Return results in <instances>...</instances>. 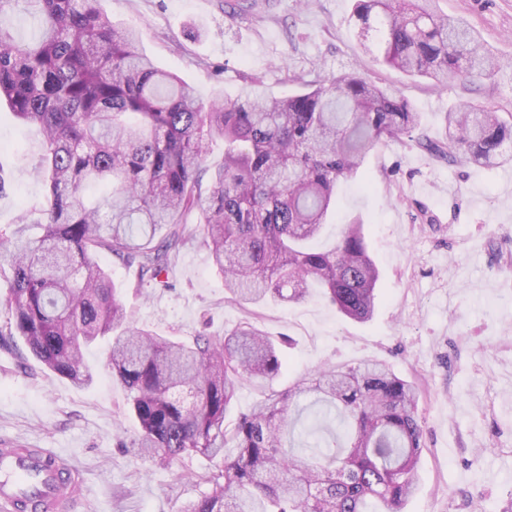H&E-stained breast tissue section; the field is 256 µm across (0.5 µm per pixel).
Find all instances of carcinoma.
Here are the masks:
<instances>
[{
    "mask_svg": "<svg viewBox=\"0 0 512 512\" xmlns=\"http://www.w3.org/2000/svg\"><path fill=\"white\" fill-rule=\"evenodd\" d=\"M14 2L0 0V99L41 128L45 203L0 245L10 281L0 337H22L78 387L93 380L84 352L110 337L106 366L141 428L120 447L213 463L208 491L181 512H404L425 448L413 382L375 359L327 367L228 425L237 384L279 374V344L249 321L190 342L137 327L96 254L136 268L141 286L163 285L199 233L231 300L299 303L319 288L342 315L367 321L379 271L365 225L346 224L333 248L316 247L338 182L369 150L404 136L450 163L500 165L512 161V125L465 103L433 141L398 91L350 73L286 97L252 82L205 105L102 0H27L28 39L1 20ZM354 17L377 35L375 61L407 75L446 87L503 71L467 21L438 13L434 0H356ZM212 138L224 139L214 169L205 164ZM303 397L340 418L346 438L321 424L325 451L286 447Z\"/></svg>",
    "mask_w": 512,
    "mask_h": 512,
    "instance_id": "cac0c4a2",
    "label": "carcinoma"
}]
</instances>
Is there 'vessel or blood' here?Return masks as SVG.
Listing matches in <instances>:
<instances>
[{
  "label": "vessel or blood",
  "mask_w": 512,
  "mask_h": 512,
  "mask_svg": "<svg viewBox=\"0 0 512 512\" xmlns=\"http://www.w3.org/2000/svg\"><path fill=\"white\" fill-rule=\"evenodd\" d=\"M80 487L53 448H0V512H59Z\"/></svg>",
  "instance_id": "vessel-or-blood-1"
}]
</instances>
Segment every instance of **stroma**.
<instances>
[{
  "label": "stroma",
  "instance_id": "1",
  "mask_svg": "<svg viewBox=\"0 0 512 512\" xmlns=\"http://www.w3.org/2000/svg\"><path fill=\"white\" fill-rule=\"evenodd\" d=\"M466 19L485 47L512 65V0H438ZM355 0H102L112 21L134 27L156 64L192 85L203 102L235 96L257 79L277 95L304 81L357 71L399 90L434 141L461 103L512 114V76L500 73L447 88L376 63L352 19ZM36 125L0 103V233L45 194L35 166ZM341 225L365 224L380 270L381 300L360 323L314 296L288 306H240L224 293L201 238L180 252L166 288L139 287L136 269L98 253L137 325L183 339L224 335L249 321L286 340L273 380H244L229 413L237 418L272 391L329 365L372 357L415 382L427 446L405 512H498L512 495V163L496 168L435 158L409 138L370 150L361 172L336 190ZM107 340L86 355L94 383L74 386L29 358L21 338L0 346V448H56L86 488L72 512H180L207 485L201 456L171 463L137 457L117 438L140 428L122 385L106 368Z\"/></svg>",
  "mask_w": 512,
  "mask_h": 512
}]
</instances>
